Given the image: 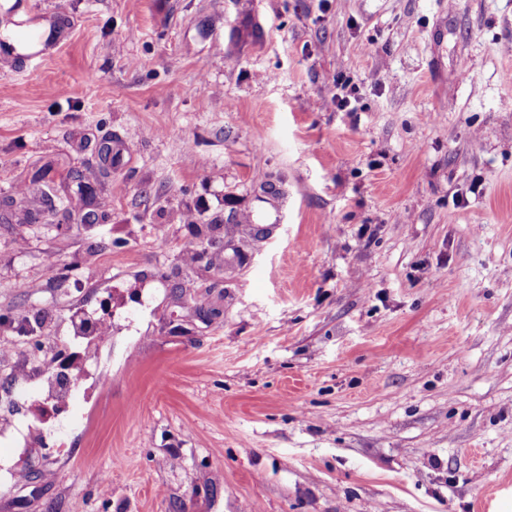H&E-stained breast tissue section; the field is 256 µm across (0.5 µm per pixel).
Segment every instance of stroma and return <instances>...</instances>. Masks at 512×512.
I'll return each mask as SVG.
<instances>
[{"mask_svg":"<svg viewBox=\"0 0 512 512\" xmlns=\"http://www.w3.org/2000/svg\"><path fill=\"white\" fill-rule=\"evenodd\" d=\"M29 2L67 26L0 58V426L72 314L112 342L0 512H512V0Z\"/></svg>","mask_w":512,"mask_h":512,"instance_id":"stroma-1","label":"stroma"}]
</instances>
